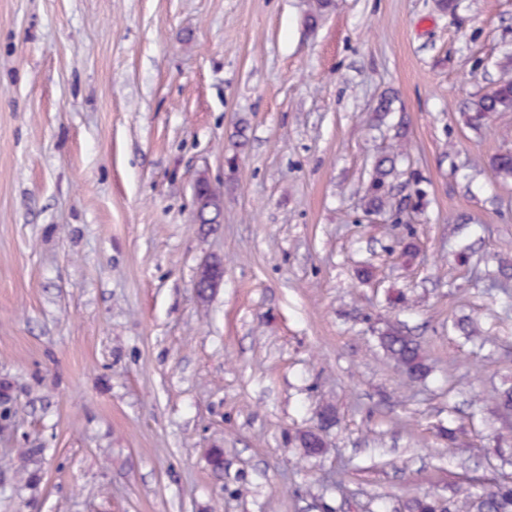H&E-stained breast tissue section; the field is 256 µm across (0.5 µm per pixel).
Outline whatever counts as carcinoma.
Returning a JSON list of instances; mask_svg holds the SVG:
<instances>
[{
	"label": "carcinoma",
	"mask_w": 512,
	"mask_h": 512,
	"mask_svg": "<svg viewBox=\"0 0 512 512\" xmlns=\"http://www.w3.org/2000/svg\"><path fill=\"white\" fill-rule=\"evenodd\" d=\"M500 112H512V76L499 79L485 92L473 96L468 101L467 121L474 128L480 129ZM405 138V131L397 128L394 134L396 145L392 151L376 157L362 197L366 214L385 213L396 224L401 223L404 213L422 211L428 196L427 191L421 187L420 178L414 173L410 174L412 192L398 200L392 196V182L398 174L397 162L405 154ZM490 166L502 179H512V150L497 152L491 158ZM196 198L200 204L197 223H220L223 200L207 179L201 178L197 182ZM378 341L386 357L409 380L418 381L428 375L430 366L421 343L410 336L402 324L385 325L379 330ZM492 400L497 408L512 411V385H503L494 393ZM296 440L306 458H316L328 452L327 442L317 431L300 434ZM407 512H512V479L505 477L494 481L492 490L483 499L470 496L459 502L450 496L444 502L438 498H414L407 503Z\"/></svg>",
	"instance_id": "carcinoma-1"
}]
</instances>
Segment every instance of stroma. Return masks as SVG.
<instances>
[{"instance_id": "35a3bbf8", "label": "stroma", "mask_w": 512, "mask_h": 512, "mask_svg": "<svg viewBox=\"0 0 512 512\" xmlns=\"http://www.w3.org/2000/svg\"><path fill=\"white\" fill-rule=\"evenodd\" d=\"M315 5L0 0V512H405L498 477L512 285L471 271L512 264V112L476 130L465 106L512 75V0ZM400 121L393 194L414 170L429 203L395 224L361 197ZM390 322L425 381L380 349ZM196 183V198L200 207L196 216L198 224H217L222 216L220 204H223L221 196L211 187L205 178H199ZM203 278L210 287L208 292L218 288L222 284L224 278L223 263L217 259L204 262L199 268L194 288L197 289L198 282ZM378 341L386 357L411 381L425 378L429 371L427 356L421 343L410 336L400 323L386 324L379 330ZM296 440L306 458L323 456L329 450L327 442L318 431L298 434Z\"/></svg>"}]
</instances>
